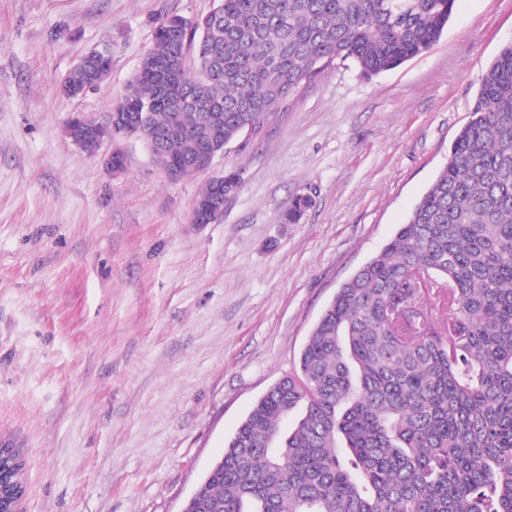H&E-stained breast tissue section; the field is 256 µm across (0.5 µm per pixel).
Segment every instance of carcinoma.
Wrapping results in <instances>:
<instances>
[{"label":"carcinoma","instance_id":"obj_1","mask_svg":"<svg viewBox=\"0 0 512 512\" xmlns=\"http://www.w3.org/2000/svg\"><path fill=\"white\" fill-rule=\"evenodd\" d=\"M454 2L217 0L204 26L158 21L192 63L169 80L184 107L139 72L125 92L165 164L206 114H224L227 145L338 60L366 75L400 66L441 37ZM310 206L291 199L284 223ZM222 457L189 512H512V42L483 73L448 164L338 288L297 371Z\"/></svg>","mask_w":512,"mask_h":512}]
</instances>
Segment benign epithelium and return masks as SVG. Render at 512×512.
<instances>
[{
  "mask_svg": "<svg viewBox=\"0 0 512 512\" xmlns=\"http://www.w3.org/2000/svg\"><path fill=\"white\" fill-rule=\"evenodd\" d=\"M178 51L171 47L167 55L148 59V69L157 78H164L178 66ZM112 66V49L102 48L100 60L95 62L92 69L80 62L70 72L69 80L62 85L65 93L71 96L82 95L90 90L88 76H93L95 83H101L109 74ZM131 101H122L119 109L108 115L106 122L97 123L81 114L71 116L65 124V134L78 148L89 154H96L101 143L106 140L117 141L139 136V131L133 130L138 120V113L130 111ZM224 154V127L217 115L208 117L204 129V144L193 149L172 155L169 158L166 171L171 179L176 180L184 168L189 167L195 172H205L212 168L215 159ZM212 190L209 194L194 200L192 208V223L212 224L224 214V175L210 177Z\"/></svg>",
  "mask_w": 512,
  "mask_h": 512,
  "instance_id": "obj_1",
  "label": "benign epithelium"
}]
</instances>
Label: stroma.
I'll return each mask as SVG.
<instances>
[{
  "label": "stroma",
  "instance_id": "obj_1",
  "mask_svg": "<svg viewBox=\"0 0 512 512\" xmlns=\"http://www.w3.org/2000/svg\"><path fill=\"white\" fill-rule=\"evenodd\" d=\"M214 0H0V445L26 463L22 512H179L339 286L446 165L482 73L512 42V0H456L400 67L336 62L212 172L241 188L191 221L208 175L174 181L138 138L125 169L66 136L105 122L159 18ZM108 79L70 97L85 52ZM211 172V173H212ZM312 198L302 220L290 199ZM112 66V49L105 46L101 50L100 61L96 60L93 68L88 71L87 63L81 61L70 72L69 80L62 85L65 93L71 96L82 95L90 90L88 76L92 75L96 84H100L109 74Z\"/></svg>",
  "mask_w": 512,
  "mask_h": 512
}]
</instances>
